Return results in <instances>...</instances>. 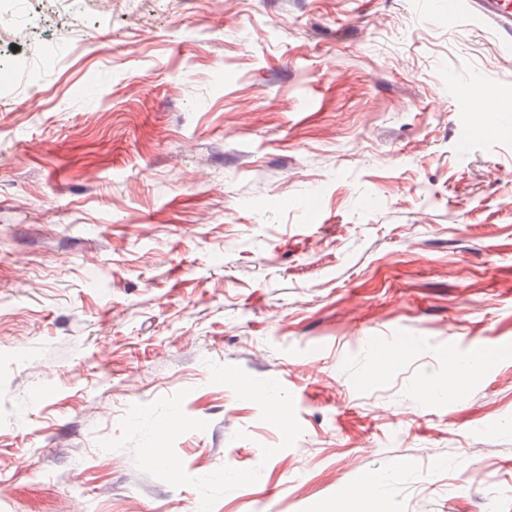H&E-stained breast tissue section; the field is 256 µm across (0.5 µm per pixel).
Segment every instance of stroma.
<instances>
[{
  "mask_svg": "<svg viewBox=\"0 0 512 512\" xmlns=\"http://www.w3.org/2000/svg\"><path fill=\"white\" fill-rule=\"evenodd\" d=\"M0 30V512H199L98 446L182 389L186 472L262 469L213 512H512V136L465 109L512 105V36L448 0H12ZM211 360L292 394L294 447ZM497 354L486 351L479 355L472 362L465 359H451L448 361V382L446 393H456L460 389L464 374H473L495 362Z\"/></svg>",
  "mask_w": 512,
  "mask_h": 512,
  "instance_id": "obj_1",
  "label": "stroma"
}]
</instances>
